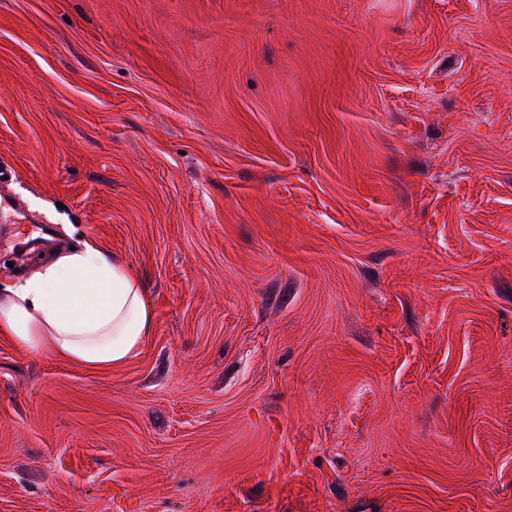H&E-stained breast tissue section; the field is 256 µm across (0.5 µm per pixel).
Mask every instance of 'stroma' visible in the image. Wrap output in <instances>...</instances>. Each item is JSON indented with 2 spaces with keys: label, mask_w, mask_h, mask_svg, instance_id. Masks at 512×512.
I'll return each mask as SVG.
<instances>
[{
  "label": "stroma",
  "mask_w": 512,
  "mask_h": 512,
  "mask_svg": "<svg viewBox=\"0 0 512 512\" xmlns=\"http://www.w3.org/2000/svg\"><path fill=\"white\" fill-rule=\"evenodd\" d=\"M87 238L152 329L0 337V512H512V0H0V279Z\"/></svg>",
  "instance_id": "1"
}]
</instances>
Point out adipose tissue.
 Returning <instances> with one entry per match:
<instances>
[{"instance_id": "adipose-tissue-1", "label": "adipose tissue", "mask_w": 512, "mask_h": 512, "mask_svg": "<svg viewBox=\"0 0 512 512\" xmlns=\"http://www.w3.org/2000/svg\"><path fill=\"white\" fill-rule=\"evenodd\" d=\"M151 326L139 277L89 239L0 285V336L32 354L109 370L139 352Z\"/></svg>"}]
</instances>
